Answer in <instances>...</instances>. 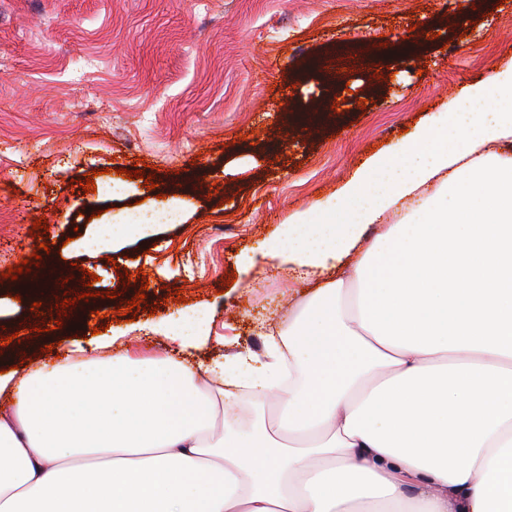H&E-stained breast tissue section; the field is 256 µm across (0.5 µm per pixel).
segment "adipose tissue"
I'll return each instance as SVG.
<instances>
[{
    "mask_svg": "<svg viewBox=\"0 0 512 512\" xmlns=\"http://www.w3.org/2000/svg\"><path fill=\"white\" fill-rule=\"evenodd\" d=\"M267 256L323 278L265 362L104 338L0 374V512H512V71L290 216Z\"/></svg>",
    "mask_w": 512,
    "mask_h": 512,
    "instance_id": "ef3b65f1",
    "label": "adipose tissue"
}]
</instances>
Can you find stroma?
Here are the masks:
<instances>
[{
	"mask_svg": "<svg viewBox=\"0 0 512 512\" xmlns=\"http://www.w3.org/2000/svg\"><path fill=\"white\" fill-rule=\"evenodd\" d=\"M511 68L512 0H0V371L103 325L163 357L141 328L196 308L212 333L193 361L263 358L291 290H308L261 256L289 215ZM105 168L144 176L83 193ZM159 198L180 223L82 249ZM43 242L61 281L36 308L5 272ZM139 291L134 321L104 323Z\"/></svg>",
	"mask_w": 512,
	"mask_h": 512,
	"instance_id": "obj_1",
	"label": "stroma"
}]
</instances>
